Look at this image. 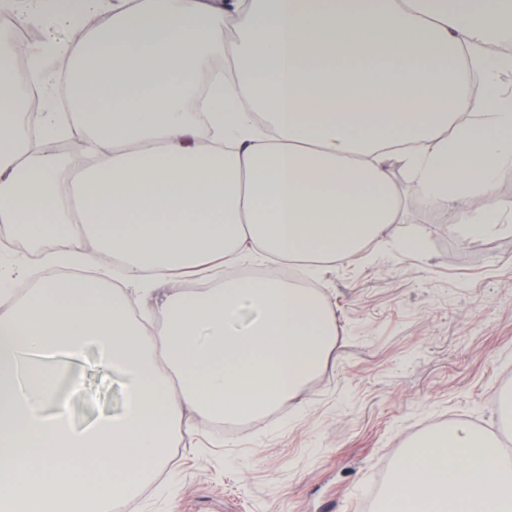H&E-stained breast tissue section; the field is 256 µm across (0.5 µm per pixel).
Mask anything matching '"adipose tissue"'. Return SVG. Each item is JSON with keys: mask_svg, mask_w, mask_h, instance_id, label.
I'll use <instances>...</instances> for the list:
<instances>
[{"mask_svg": "<svg viewBox=\"0 0 512 512\" xmlns=\"http://www.w3.org/2000/svg\"><path fill=\"white\" fill-rule=\"evenodd\" d=\"M233 8L230 38L207 0H112L103 31L72 38L71 125L91 154L73 173L51 149L59 115L23 107L0 52V225L71 271L19 292L0 262V512H109L191 433L185 408L258 419L296 397L336 343L330 307L223 271L380 246L404 210L391 165L462 236L512 230L495 193L512 170V56L491 49L512 0ZM115 263L144 316L111 289ZM195 269L205 287L184 289ZM90 345L124 403L80 427L71 363ZM383 512H512V455L480 428H441L400 456Z\"/></svg>", "mask_w": 512, "mask_h": 512, "instance_id": "adipose-tissue-1", "label": "adipose tissue"}]
</instances>
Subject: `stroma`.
I'll use <instances>...</instances> for the list:
<instances>
[{
  "label": "stroma",
  "mask_w": 512,
  "mask_h": 512,
  "mask_svg": "<svg viewBox=\"0 0 512 512\" xmlns=\"http://www.w3.org/2000/svg\"><path fill=\"white\" fill-rule=\"evenodd\" d=\"M406 213L384 244L310 270L336 343L292 400L254 421L184 419L162 471L111 512H379L397 458L462 422L512 450L498 410L512 389V232L462 238L424 208L402 171ZM413 237L416 251L398 244ZM96 403L73 401L77 425L119 412L122 379L94 347L79 362Z\"/></svg>",
  "instance_id": "stroma-1"
}]
</instances>
